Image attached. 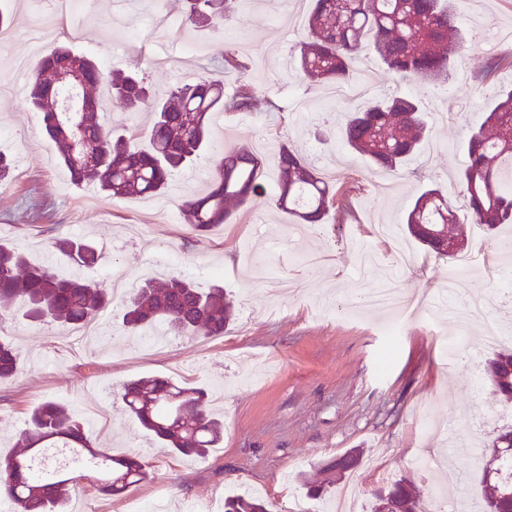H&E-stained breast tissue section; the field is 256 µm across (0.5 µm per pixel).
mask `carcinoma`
<instances>
[{"instance_id": "carcinoma-1", "label": "carcinoma", "mask_w": 512, "mask_h": 512, "mask_svg": "<svg viewBox=\"0 0 512 512\" xmlns=\"http://www.w3.org/2000/svg\"><path fill=\"white\" fill-rule=\"evenodd\" d=\"M225 0H182L183 26H215L224 21ZM456 0H314L307 39L299 48V74L310 86H335L356 78L363 40L400 85L417 80L428 85L448 81L456 57L465 45L458 23ZM78 72L84 88L69 94L56 83L58 73ZM247 64L233 47L224 49L222 74L198 75L168 94L154 112L147 132L149 146L135 144L131 131L115 133L97 121L100 112L94 91L107 80L112 96L137 109L147 103L144 78L134 72L101 69L94 61L65 45L53 47L34 66L28 103L42 114L46 135L76 186L92 184L114 198L158 195L173 173L190 164L209 144L210 114L219 109L238 114L251 110L257 87L239 81L231 96L224 94L223 75L244 74ZM87 98V109L75 119L59 111L71 97ZM426 132L425 113L414 97L396 93L363 111L349 113L339 127V139L366 156L380 171L393 172L419 150ZM468 160L460 173L466 190L461 206L436 188L424 191L408 211L404 224L427 251L457 259L465 255L468 239L463 224H479L490 232L512 224V88L500 92L484 120L468 129ZM265 159L250 147L217 157L208 190L181 204L188 224L208 233L233 222L235 210L253 203L264 192ZM276 206L304 224H319L329 209L343 207L346 193L326 182L295 149L284 145L277 157ZM449 224L448 235L459 247L448 252L445 239L435 234ZM54 251L78 270L94 267L99 255L82 238H57ZM20 304L21 316L32 322H57L64 327L98 317L112 305L108 289L93 287L77 275L63 274L51 263L32 265L22 252L0 244V303ZM233 306L224 288L202 290L182 279L148 280L134 289L122 316L126 330L147 335L159 326L177 334L202 329L209 336L224 334ZM20 370L12 345L0 341V382ZM486 372L501 400L512 401V350L489 360ZM125 410L161 444L178 456L205 457L224 435V423L208 408V394L187 383L152 376L133 379L122 387ZM16 451L4 460L0 495L16 502L20 512H64L78 479L66 464L46 455L50 448L69 451L71 463L101 475L99 490L118 495L147 477L145 465L132 456L114 457L93 448L82 422L68 408L47 400L32 410L27 427L18 435ZM512 428L502 429L489 445L494 474L483 476V512H512ZM361 453L350 450L318 467V479L308 492L322 497L356 470ZM400 512H424L420 491L407 479L391 482L375 497L371 512L385 499ZM224 512H270L263 499L237 494L224 499Z\"/></svg>"}]
</instances>
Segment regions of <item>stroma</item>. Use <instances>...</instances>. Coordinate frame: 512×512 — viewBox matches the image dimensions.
I'll return each instance as SVG.
<instances>
[{
	"label": "stroma",
	"instance_id": "35a3bbf8",
	"mask_svg": "<svg viewBox=\"0 0 512 512\" xmlns=\"http://www.w3.org/2000/svg\"><path fill=\"white\" fill-rule=\"evenodd\" d=\"M32 0H5L14 37L0 51V77L17 78L11 55L36 47L27 37ZM219 29L173 28L167 40L156 37L153 0H132L119 12L114 0H94L89 12L70 15L76 31L72 49L99 64L142 74L151 96H162L195 74L215 72L224 46L246 43L247 77L258 92L253 110L225 114L213 130L210 152L202 153L170 183V193L154 197L99 195L90 208L78 209L82 193L57 160L41 118L26 103V84L0 98V153L24 161L23 174L0 183V243L42 263L52 242L79 226L80 237L95 242L99 263L84 270L86 281L101 286L112 264L133 283L155 276H176L202 288L223 282L234 302L232 323L223 335H169L151 347L122 334L117 317L121 300L100 317L99 336L83 346L63 341L54 324L21 318L0 305V340L18 351L19 374L0 383V458L8 456L32 409L53 399L85 423L94 446L113 455H133L148 466L146 480L114 497L101 495L93 478L81 479L67 512H130L132 500H163L174 507L195 502L223 503L226 496L253 493L290 512L294 498L305 497L304 480L318 464L350 449L363 452L360 512H370L375 493L404 477L430 497L418 461L424 448L437 449L448 464L442 512H456L468 498L471 512H482L481 467L473 456L495 430L512 424V404L500 401L486 379L471 381L469 353L479 364L494 355L485 348L479 326L467 331L469 352L449 356L448 339L457 326L453 308L482 298L487 317L500 324L512 342V258L496 246L512 226L488 234L467 227L471 269L439 258L406 233L405 211L418 191L444 187L462 202L455 176L464 166V131L479 120L501 89L512 86V66L486 75L487 63L503 55L489 30L512 26V8L501 0H460V23L467 49L446 85L410 83L426 113L438 96L467 99L472 109L462 119L431 122L419 156L401 170L395 188L386 189L370 174L367 159L345 150L336 136L347 103L327 100L326 89L303 83L289 63L307 37L312 0L284 9L281 0L256 7L226 0ZM201 42L187 55L184 37ZM310 104L298 114L294 98ZM298 150L314 167L325 169L334 153L344 163L334 182L347 189L345 207L329 210L322 223L298 235L295 220L278 210L271 194L277 155L266 156V194L236 211L233 223L198 235L180 210L184 197L205 191L213 176L211 154H224L263 139ZM404 249L413 257L395 270L399 284L428 293L429 303L405 316L404 332L389 341L382 329L386 311L356 307L365 293L381 288L385 272L366 264L368 254ZM356 315H348V307ZM189 380L211 395L210 410L224 421V440L207 458L175 457L123 410L120 392L127 381L145 376Z\"/></svg>",
	"mask_w": 512,
	"mask_h": 512
}]
</instances>
